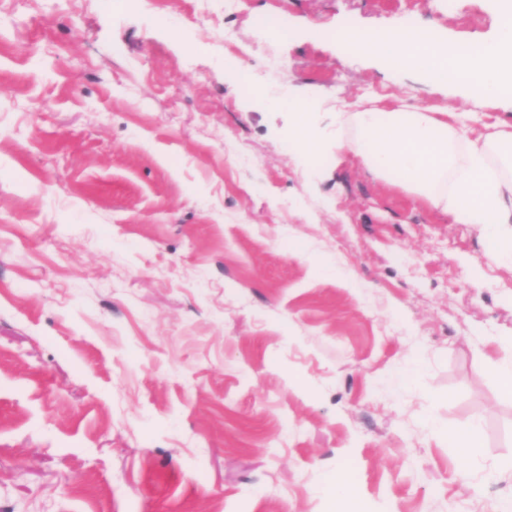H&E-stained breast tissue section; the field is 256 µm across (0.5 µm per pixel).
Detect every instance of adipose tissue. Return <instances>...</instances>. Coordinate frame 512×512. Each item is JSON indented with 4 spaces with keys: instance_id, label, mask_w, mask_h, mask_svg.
I'll return each mask as SVG.
<instances>
[{
    "instance_id": "adipose-tissue-1",
    "label": "adipose tissue",
    "mask_w": 512,
    "mask_h": 512,
    "mask_svg": "<svg viewBox=\"0 0 512 512\" xmlns=\"http://www.w3.org/2000/svg\"><path fill=\"white\" fill-rule=\"evenodd\" d=\"M494 38L459 41L441 32L425 40L389 42L386 33L341 31L352 55L421 71L430 82L479 88L490 101L512 100V0H496ZM274 107L293 116L290 139L313 157L321 138L309 97L287 96ZM336 149L353 152L379 180L448 216L481 228L492 254L512 258V121L495 118L487 133L474 132L466 113L399 105L336 115Z\"/></svg>"
}]
</instances>
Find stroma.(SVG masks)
Wrapping results in <instances>:
<instances>
[{
	"label": "stroma",
	"mask_w": 512,
	"mask_h": 512,
	"mask_svg": "<svg viewBox=\"0 0 512 512\" xmlns=\"http://www.w3.org/2000/svg\"><path fill=\"white\" fill-rule=\"evenodd\" d=\"M493 0H0V512H492L512 263L287 111L510 112L343 53ZM435 420L437 432L426 429ZM480 424L462 473L448 429ZM497 468L494 481L484 471ZM353 481L337 501L319 489ZM273 108H285L293 116V127L289 139L294 142L297 153L310 159L321 152L318 125L314 119L317 104L311 98L291 96L273 100Z\"/></svg>",
	"instance_id": "stroma-1"
}]
</instances>
